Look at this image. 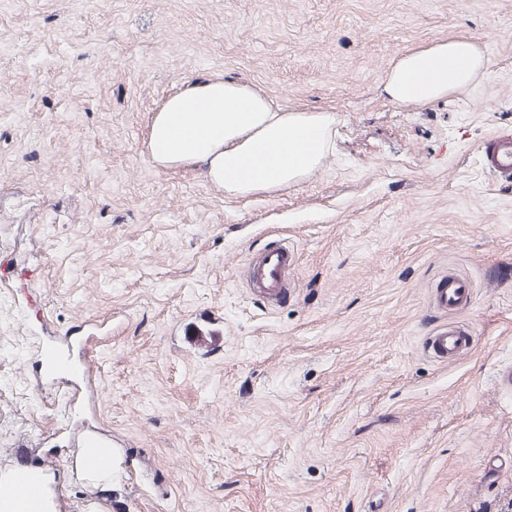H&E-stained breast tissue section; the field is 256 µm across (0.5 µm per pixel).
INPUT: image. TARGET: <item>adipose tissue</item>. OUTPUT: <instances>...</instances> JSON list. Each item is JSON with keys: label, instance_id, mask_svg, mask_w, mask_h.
<instances>
[{"label": "adipose tissue", "instance_id": "ef3b65f1", "mask_svg": "<svg viewBox=\"0 0 512 512\" xmlns=\"http://www.w3.org/2000/svg\"><path fill=\"white\" fill-rule=\"evenodd\" d=\"M483 66L471 41H440L396 58L383 89L392 102L423 106L468 86ZM335 123L334 112L289 110L259 87L213 74L167 96L151 116L147 147L155 166L198 171L225 196L244 198L314 172ZM23 477L29 490L15 477L0 479V512H58L43 473Z\"/></svg>", "mask_w": 512, "mask_h": 512}]
</instances>
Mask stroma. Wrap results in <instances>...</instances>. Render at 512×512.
I'll list each match as a JSON object with an SVG mask.
<instances>
[{"label": "stroma", "instance_id": "stroma-1", "mask_svg": "<svg viewBox=\"0 0 512 512\" xmlns=\"http://www.w3.org/2000/svg\"><path fill=\"white\" fill-rule=\"evenodd\" d=\"M467 38L484 71L427 106L382 85L400 55ZM213 74L331 109L322 165L229 198L154 166L151 114ZM512 0H10L0 7V473L52 476L59 512H512ZM297 263L268 308L250 253ZM469 277L443 315L429 290ZM87 322L97 389L33 379ZM451 322L453 363L425 340ZM126 450L78 478L80 433ZM483 166L491 174L512 178V133L497 132L488 137L480 148ZM473 298L470 281L456 275L441 277L435 288L430 289L431 304L441 313L466 310L471 307ZM469 331L454 325H440L429 337L433 354L442 361L461 356L470 346Z\"/></svg>", "mask_w": 512, "mask_h": 512}]
</instances>
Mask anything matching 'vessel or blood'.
Listing matches in <instances>:
<instances>
[{"mask_svg": "<svg viewBox=\"0 0 512 512\" xmlns=\"http://www.w3.org/2000/svg\"><path fill=\"white\" fill-rule=\"evenodd\" d=\"M483 166L491 174L512 178V133L497 132L480 148ZM296 266V254L288 245L265 248L249 258L247 284L252 296L268 307H275L288 293L289 277ZM469 280L448 275L441 277L430 291V300L439 312L465 310L473 303ZM433 354L441 360L453 359L468 351L470 333L454 325L439 326L429 338Z\"/></svg>", "mask_w": 512, "mask_h": 512, "instance_id": "b4317fda", "label": "vessel or blood"}]
</instances>
